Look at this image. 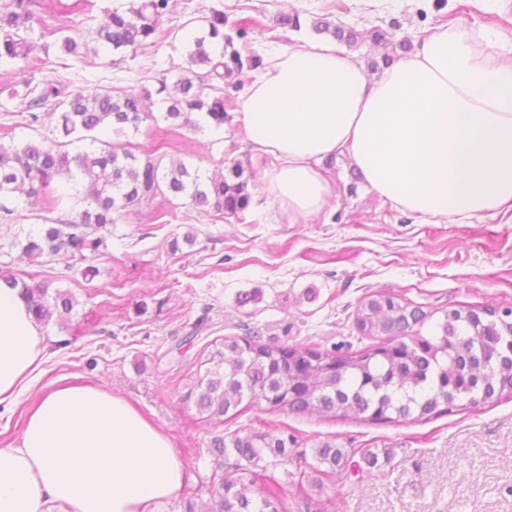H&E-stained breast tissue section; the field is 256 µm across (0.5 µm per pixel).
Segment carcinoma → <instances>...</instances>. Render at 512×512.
I'll use <instances>...</instances> for the list:
<instances>
[{"label": "carcinoma", "instance_id": "cac0c4a2", "mask_svg": "<svg viewBox=\"0 0 512 512\" xmlns=\"http://www.w3.org/2000/svg\"><path fill=\"white\" fill-rule=\"evenodd\" d=\"M127 7L106 11L96 30L94 56L125 53L134 58L155 43L161 17L170 0H128ZM38 0H8L0 7V63H35V39L20 34L35 32ZM208 30L190 43L180 74L168 84L173 67L158 65L156 94L165 95L163 118L175 128H221L233 105L230 90L263 67L270 56L238 44L250 22L228 24L224 11L214 9ZM317 32H329L353 44L359 33L326 19L313 21ZM58 49L80 63L88 46L71 35L58 38ZM46 51L49 46L43 45ZM26 101L31 120L35 110L54 103L58 110L56 131L70 144L80 143L75 153L61 150L62 143L48 137L41 141L0 143V199L45 195L56 187L53 203L74 198L81 204L66 221H54L28 232L14 246L30 260L62 258L66 269L73 263L99 256L108 249V228L144 206L163 217L156 201L185 199L204 212L237 215L250 202V176L239 162L228 174L209 176L177 159L162 165L157 152L135 153L125 148H105L104 131L117 135L137 130L156 119L144 110L149 93L134 89L119 94L87 88L70 89L65 82L50 80L29 91ZM0 280L20 295L39 323L54 313L73 308L68 293L50 291L47 285H29L0 270ZM361 336L377 343L360 350L321 349L303 344L261 343L249 338L226 337L216 351L214 367L194 382L189 396L199 412L217 423L235 418L239 405L248 400L266 405L270 413L340 414L372 423L426 422L447 415L457 401L468 399L478 406L505 392L512 394V308L479 310H425L394 294L366 297L354 321ZM287 437L255 431L216 435L209 453L216 461L232 452L236 470L246 474L266 459L286 457ZM313 471L334 473L347 462L346 453L330 443L314 449ZM182 512H285L273 477L265 479L260 499L247 495L242 477L222 476L213 484L208 501L184 500Z\"/></svg>", "mask_w": 512, "mask_h": 512}]
</instances>
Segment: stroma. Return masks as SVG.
I'll return each mask as SVG.
<instances>
[{
    "label": "stroma",
    "instance_id": "stroma-1",
    "mask_svg": "<svg viewBox=\"0 0 512 512\" xmlns=\"http://www.w3.org/2000/svg\"><path fill=\"white\" fill-rule=\"evenodd\" d=\"M230 22L251 17L253 49L304 45L315 19L353 27L360 34L345 53L379 79L384 54L408 59L401 41L446 26L469 37L493 29L512 46V0H172L152 46L132 60L97 58L86 68L67 67L57 51H36L35 68L0 66V143L49 136L52 117L28 125L22 109L27 83L61 80L72 88L152 91L155 118L119 136L132 150L169 151L214 173L239 162L249 168L251 200L239 215H206L178 200L169 223L140 212L112 225L108 254L88 258L94 278L66 272L64 263L32 262L13 241L21 230L67 219L73 203L58 206L23 197L0 209V269L30 284L51 281L74 298L70 313L43 327L46 352L30 392L0 414V447L16 443L39 394L78 383L104 385L166 431L188 472L181 499L158 512H181L182 498L209 497L216 470L208 453L217 433L277 431L297 439L272 472L288 512H512V396L463 407L428 422L371 424L334 416L269 413L242 407L224 426L208 425L186 395L209 368L225 337L268 343L360 348L352 322L360 302L375 292L400 295L432 309L512 306V212L484 213L456 223L420 221L370 191L345 159L325 162L333 194L324 210L299 224L274 204L264 182L274 156L252 150L245 129L229 111L223 128L170 130L161 121L154 63H181L185 39L203 33L212 9ZM299 14L302 27L279 24ZM381 30L388 47L373 44ZM194 231V246L170 244ZM257 292L243 304L242 294ZM330 441L349 464L326 478L323 489L300 484L306 457ZM377 453L363 465L361 449Z\"/></svg>",
    "mask_w": 512,
    "mask_h": 512
}]
</instances>
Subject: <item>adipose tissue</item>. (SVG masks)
<instances>
[{"mask_svg":"<svg viewBox=\"0 0 512 512\" xmlns=\"http://www.w3.org/2000/svg\"><path fill=\"white\" fill-rule=\"evenodd\" d=\"M238 120L276 157L269 189L289 220L320 214L333 192L321 163L342 156L368 187L420 219L512 205V59L441 27L369 81L335 44L288 50L258 71ZM43 332L0 283V406L34 381ZM186 471L169 435L102 386L40 395L16 445L0 447V512H154Z\"/></svg>","mask_w":512,"mask_h":512,"instance_id":"ef3b65f1","label":"adipose tissue"}]
</instances>
